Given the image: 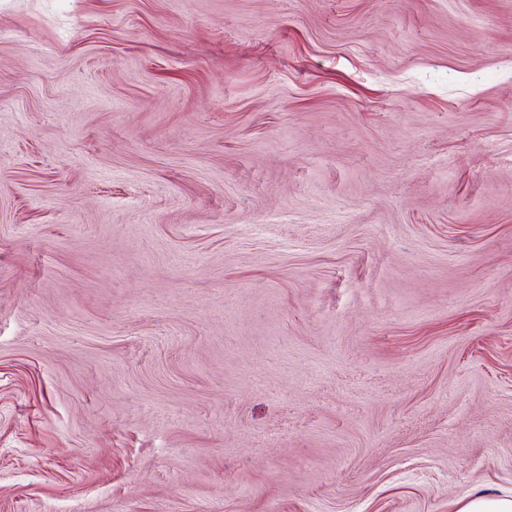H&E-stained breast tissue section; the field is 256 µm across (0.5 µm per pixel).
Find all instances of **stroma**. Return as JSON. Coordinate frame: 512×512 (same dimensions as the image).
I'll list each match as a JSON object with an SVG mask.
<instances>
[{"instance_id":"obj_1","label":"stroma","mask_w":512,"mask_h":512,"mask_svg":"<svg viewBox=\"0 0 512 512\" xmlns=\"http://www.w3.org/2000/svg\"><path fill=\"white\" fill-rule=\"evenodd\" d=\"M512 490V0H0V512Z\"/></svg>"}]
</instances>
